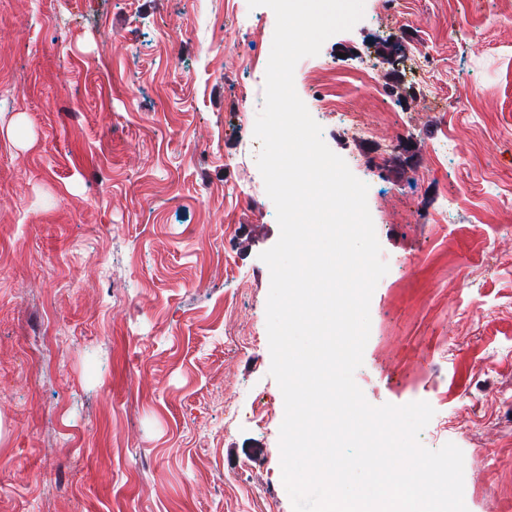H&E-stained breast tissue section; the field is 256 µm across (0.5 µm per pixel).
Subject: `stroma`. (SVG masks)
<instances>
[{
  "mask_svg": "<svg viewBox=\"0 0 512 512\" xmlns=\"http://www.w3.org/2000/svg\"><path fill=\"white\" fill-rule=\"evenodd\" d=\"M276 18L247 0H0V512H293L270 376L279 239L256 157ZM351 112L307 75L372 60ZM294 85L368 186L389 266L354 375L428 402L468 512L512 496V17L500 0H365ZM460 427H444L448 417ZM325 96L326 95L324 94V97L321 100L324 109L343 112V122L352 129H355L365 138L372 136L376 126L381 125L386 121L385 114L382 112H368L364 115L355 112H347L338 106L334 100L329 98L327 99Z\"/></svg>",
  "mask_w": 512,
  "mask_h": 512,
  "instance_id": "1",
  "label": "stroma"
}]
</instances>
